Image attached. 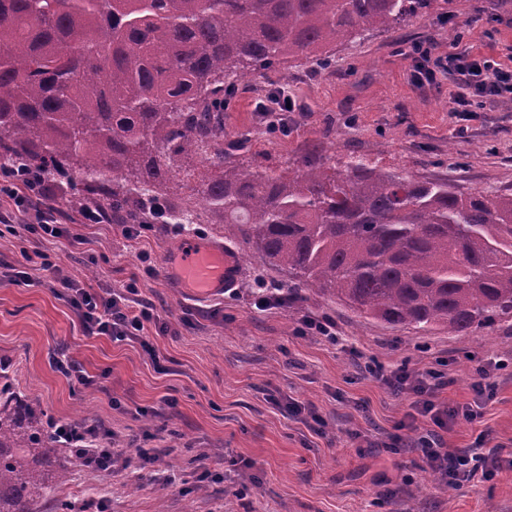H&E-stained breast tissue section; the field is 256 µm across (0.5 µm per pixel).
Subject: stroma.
Wrapping results in <instances>:
<instances>
[{
    "label": "stroma",
    "mask_w": 512,
    "mask_h": 512,
    "mask_svg": "<svg viewBox=\"0 0 512 512\" xmlns=\"http://www.w3.org/2000/svg\"><path fill=\"white\" fill-rule=\"evenodd\" d=\"M512 64V0H433L429 11L396 31H374L340 46L323 69L309 61L275 67L258 86H239L224 107L227 135L247 131L251 143L234 162L279 175L307 157L332 165L359 157L415 178L451 176L472 190L512 193V102L470 113L466 134L448 112L447 81L418 85L416 48L447 57L455 43ZM294 95V112L269 110L277 91ZM55 205L67 242L48 241L22 225L0 231V271L22 251L49 250L86 286L121 289L140 281L175 335L148 339L167 369L158 372L139 342L86 334L49 272L32 271L17 285L0 275V361L21 395L39 398L50 417L102 423L123 450L163 448L161 469L90 474L74 468L57 497L74 512H512V323L492 336H423L357 317L338 301L315 294L259 310V281L288 288L287 272L263 265L248 249L234 255L237 276L224 291L193 295L175 287L165 261L184 244L224 241L219 224H193L176 235L154 224L127 238L121 224H84L68 208L66 180L54 179ZM149 253L146 275L139 259ZM332 318L342 338L329 345L301 337L302 317ZM77 362L94 382L81 386L59 373L56 357ZM506 360L494 394L475 421L444 432L447 447L483 439L499 448L493 474L458 486L435 483L420 453L369 447L360 431L386 439L410 412L409 396L392 393L364 370L442 367L448 404L472 402L476 368ZM172 408L155 415L162 399ZM310 405L318 430L292 418L280 401ZM177 476L167 484L164 473Z\"/></svg>",
    "instance_id": "stroma-1"
}]
</instances>
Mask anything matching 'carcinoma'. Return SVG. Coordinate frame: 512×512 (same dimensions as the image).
I'll list each match as a JSON object with an SVG mask.
<instances>
[{
    "label": "carcinoma",
    "mask_w": 512,
    "mask_h": 512,
    "mask_svg": "<svg viewBox=\"0 0 512 512\" xmlns=\"http://www.w3.org/2000/svg\"><path fill=\"white\" fill-rule=\"evenodd\" d=\"M431 0H0V163L69 178L70 199L138 223L197 158L192 192L225 238L298 288L426 335L512 320V193L463 191L351 158L293 174L224 164V95L277 64L392 31ZM0 512L51 501L76 457L0 375Z\"/></svg>",
    "instance_id": "obj_1"
}]
</instances>
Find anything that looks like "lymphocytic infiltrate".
<instances>
[{"instance_id":"1","label":"lymphocytic infiltrate","mask_w":512,"mask_h":512,"mask_svg":"<svg viewBox=\"0 0 512 512\" xmlns=\"http://www.w3.org/2000/svg\"><path fill=\"white\" fill-rule=\"evenodd\" d=\"M441 75L447 76L453 84L448 110L455 119H463L466 113L489 101H512V66L472 55L468 48H461L436 61L434 67H423L418 71V79L422 82H436ZM53 199L54 191L48 176L24 172L17 167L0 170V200L11 203L28 232L44 238L63 237L62 215ZM23 259L22 265L7 268V278L26 284L30 281L31 268L51 272L55 281L64 287L65 297L86 332L115 341L140 342L144 351L150 354L152 363H159L160 358L147 341L146 333L151 328L167 333L171 326L160 320L151 302L141 298L136 282H128L118 292L99 293L74 280L49 252L27 253ZM365 368L393 392L410 395L414 413L432 423V430L426 434L414 439L400 436L396 442L404 448L418 449L425 464L443 484L459 485L486 473L488 459L477 448L451 450L446 448L441 436L442 430L458 419L478 418V404L452 407L438 404L436 394L446 387L447 382L442 373L433 370L413 372L404 365L389 370L374 361L367 362ZM64 446L76 454L81 468L90 473H119L131 466V460L123 450L90 442L86 431L74 426L69 428Z\"/></svg>"}]
</instances>
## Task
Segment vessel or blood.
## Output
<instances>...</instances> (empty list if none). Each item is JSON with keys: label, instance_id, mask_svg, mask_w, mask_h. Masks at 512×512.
Listing matches in <instances>:
<instances>
[{"label": "vessel or blood", "instance_id": "1", "mask_svg": "<svg viewBox=\"0 0 512 512\" xmlns=\"http://www.w3.org/2000/svg\"><path fill=\"white\" fill-rule=\"evenodd\" d=\"M177 284L198 295L223 290L233 276V266L223 246L184 247L169 261Z\"/></svg>", "mask_w": 512, "mask_h": 512}]
</instances>
